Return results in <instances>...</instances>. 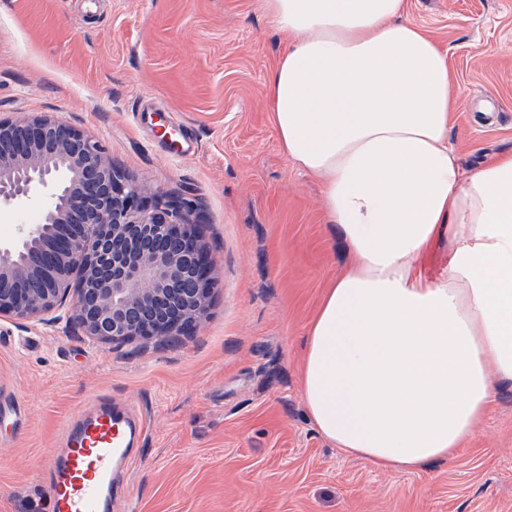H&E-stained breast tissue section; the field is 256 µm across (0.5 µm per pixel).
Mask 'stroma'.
Masks as SVG:
<instances>
[{
	"mask_svg": "<svg viewBox=\"0 0 512 512\" xmlns=\"http://www.w3.org/2000/svg\"><path fill=\"white\" fill-rule=\"evenodd\" d=\"M406 3L449 50L463 167L512 152V0ZM287 43L262 0H0V115H54L136 182L195 199L216 265L204 323L177 340L0 320V512H46L42 464L104 394L148 419L112 512H512V382L453 459L412 473L342 453L308 418L304 330L349 257L271 121ZM146 102L194 154L138 125Z\"/></svg>",
	"mask_w": 512,
	"mask_h": 512,
	"instance_id": "1",
	"label": "stroma"
}]
</instances>
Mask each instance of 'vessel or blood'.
<instances>
[{
  "instance_id": "obj_1",
  "label": "vessel or blood",
  "mask_w": 512,
  "mask_h": 512,
  "mask_svg": "<svg viewBox=\"0 0 512 512\" xmlns=\"http://www.w3.org/2000/svg\"><path fill=\"white\" fill-rule=\"evenodd\" d=\"M145 429L143 418L108 395L70 421L63 448L45 464L49 512H112L114 473Z\"/></svg>"
}]
</instances>
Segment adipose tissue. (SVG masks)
<instances>
[{
  "mask_svg": "<svg viewBox=\"0 0 512 512\" xmlns=\"http://www.w3.org/2000/svg\"><path fill=\"white\" fill-rule=\"evenodd\" d=\"M291 41L267 78L283 153L349 255L306 328L302 394L343 453L453 458L512 381V152L465 169L449 51L406 0H262ZM448 264H419L434 241Z\"/></svg>",
  "mask_w": 512,
  "mask_h": 512,
  "instance_id": "ef3b65f1",
  "label": "adipose tissue"
}]
</instances>
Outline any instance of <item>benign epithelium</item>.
<instances>
[{"label": "benign epithelium", "instance_id": "obj_1", "mask_svg": "<svg viewBox=\"0 0 512 512\" xmlns=\"http://www.w3.org/2000/svg\"><path fill=\"white\" fill-rule=\"evenodd\" d=\"M37 187L48 189L38 222L0 243V318L64 320L112 342L200 324L215 267L192 199L148 192L48 114L0 117V206Z\"/></svg>", "mask_w": 512, "mask_h": 512}]
</instances>
